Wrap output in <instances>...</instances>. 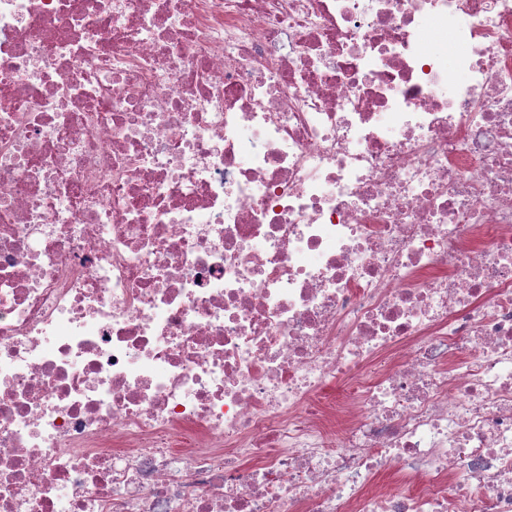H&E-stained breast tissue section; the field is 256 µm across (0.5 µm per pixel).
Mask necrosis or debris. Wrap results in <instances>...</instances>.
Segmentation results:
<instances>
[{"instance_id":"obj_1","label":"necrosis or debris","mask_w":512,"mask_h":512,"mask_svg":"<svg viewBox=\"0 0 512 512\" xmlns=\"http://www.w3.org/2000/svg\"><path fill=\"white\" fill-rule=\"evenodd\" d=\"M0 512H512V0H0Z\"/></svg>"}]
</instances>
